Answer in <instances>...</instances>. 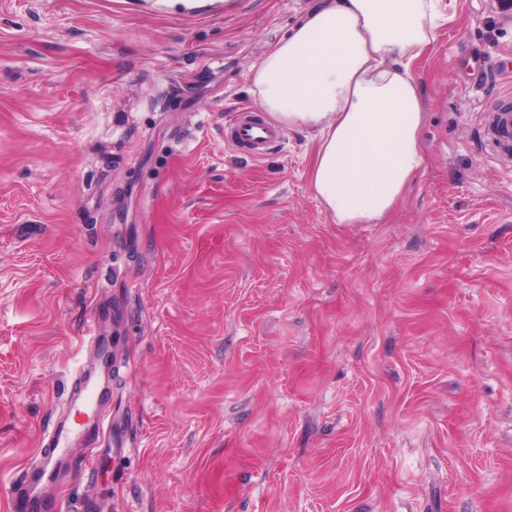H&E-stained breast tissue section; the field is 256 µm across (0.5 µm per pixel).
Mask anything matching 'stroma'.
I'll use <instances>...</instances> for the list:
<instances>
[{
  "label": "stroma",
  "instance_id": "obj_1",
  "mask_svg": "<svg viewBox=\"0 0 512 512\" xmlns=\"http://www.w3.org/2000/svg\"><path fill=\"white\" fill-rule=\"evenodd\" d=\"M318 0H0V512L66 409L89 317L119 379L80 512H512V14L441 0L415 65L429 165L337 224L307 135L226 143ZM484 125L490 138L495 153L511 162L512 154V105L504 104L494 112L484 115ZM505 125L509 132V137L502 136L500 130ZM511 134V137H510Z\"/></svg>",
  "mask_w": 512,
  "mask_h": 512
}]
</instances>
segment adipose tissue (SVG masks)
<instances>
[{"instance_id":"1","label":"adipose tissue","mask_w":512,"mask_h":512,"mask_svg":"<svg viewBox=\"0 0 512 512\" xmlns=\"http://www.w3.org/2000/svg\"><path fill=\"white\" fill-rule=\"evenodd\" d=\"M444 21L440 0H322L252 69L255 104L308 133L335 223H382L428 167L415 64Z\"/></svg>"}]
</instances>
